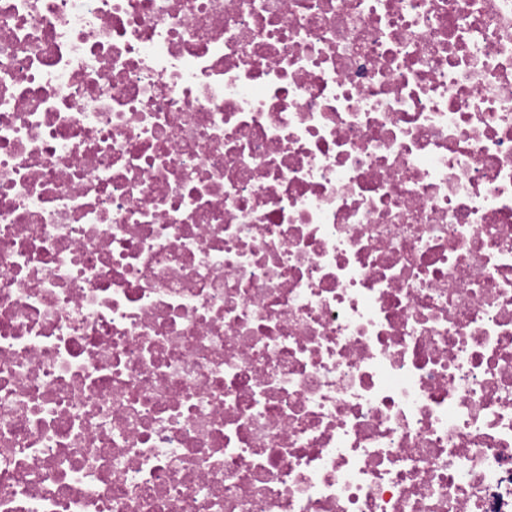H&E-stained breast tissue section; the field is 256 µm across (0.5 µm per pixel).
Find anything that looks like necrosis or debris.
<instances>
[{"label":"necrosis or debris","instance_id":"necrosis-or-debris-1","mask_svg":"<svg viewBox=\"0 0 512 512\" xmlns=\"http://www.w3.org/2000/svg\"><path fill=\"white\" fill-rule=\"evenodd\" d=\"M0 512H512V0H0Z\"/></svg>","mask_w":512,"mask_h":512}]
</instances>
